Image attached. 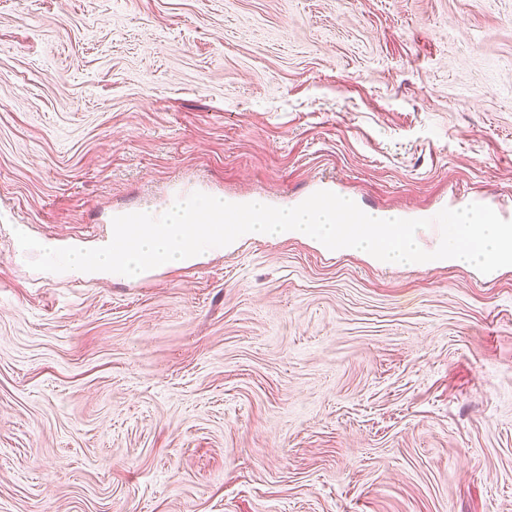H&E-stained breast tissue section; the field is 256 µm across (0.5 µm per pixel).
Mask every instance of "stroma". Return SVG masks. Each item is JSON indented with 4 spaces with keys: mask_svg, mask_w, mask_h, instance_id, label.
I'll return each mask as SVG.
<instances>
[{
    "mask_svg": "<svg viewBox=\"0 0 512 512\" xmlns=\"http://www.w3.org/2000/svg\"><path fill=\"white\" fill-rule=\"evenodd\" d=\"M179 185L512 205V0H0V512H512V266L17 257Z\"/></svg>",
    "mask_w": 512,
    "mask_h": 512,
    "instance_id": "35a3bbf8",
    "label": "stroma"
}]
</instances>
